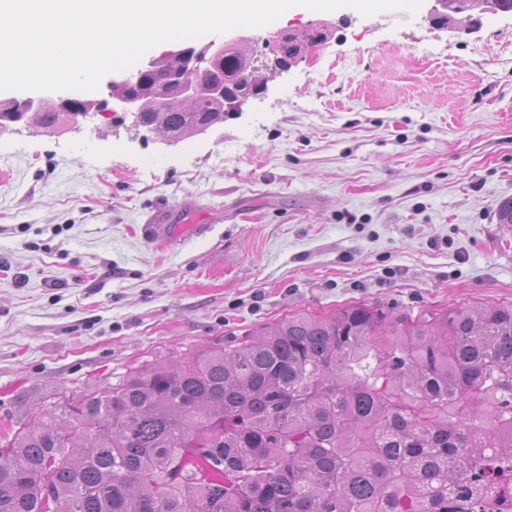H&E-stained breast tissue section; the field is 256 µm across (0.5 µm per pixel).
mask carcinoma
I'll use <instances>...</instances> for the list:
<instances>
[{"label": "carcinoma", "instance_id": "carcinoma-1", "mask_svg": "<svg viewBox=\"0 0 512 512\" xmlns=\"http://www.w3.org/2000/svg\"><path fill=\"white\" fill-rule=\"evenodd\" d=\"M321 30L281 34L285 68ZM138 69V124L180 140L261 86L234 45L190 80ZM224 85V95L213 88ZM107 101L44 103L56 129ZM512 499V303L291 314L233 349L156 361L28 412L0 444V512H484Z\"/></svg>", "mask_w": 512, "mask_h": 512}]
</instances>
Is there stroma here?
Segmentation results:
<instances>
[{
    "instance_id": "stroma-1",
    "label": "stroma",
    "mask_w": 512,
    "mask_h": 512,
    "mask_svg": "<svg viewBox=\"0 0 512 512\" xmlns=\"http://www.w3.org/2000/svg\"><path fill=\"white\" fill-rule=\"evenodd\" d=\"M436 7L224 32L327 38L183 141L107 112L0 127V429L296 311L512 302V13ZM174 205L208 233L148 238Z\"/></svg>"
}]
</instances>
